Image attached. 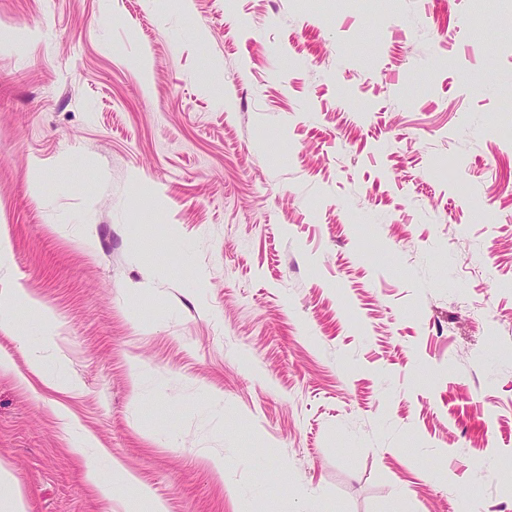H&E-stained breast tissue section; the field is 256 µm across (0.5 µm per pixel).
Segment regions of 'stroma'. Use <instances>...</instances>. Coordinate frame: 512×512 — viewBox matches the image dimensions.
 Returning <instances> with one entry per match:
<instances>
[{"mask_svg": "<svg viewBox=\"0 0 512 512\" xmlns=\"http://www.w3.org/2000/svg\"><path fill=\"white\" fill-rule=\"evenodd\" d=\"M0 236L24 512H512V0H0Z\"/></svg>", "mask_w": 512, "mask_h": 512, "instance_id": "1", "label": "stroma"}]
</instances>
